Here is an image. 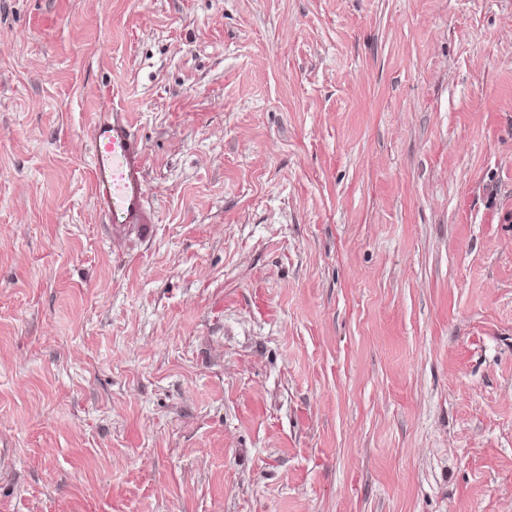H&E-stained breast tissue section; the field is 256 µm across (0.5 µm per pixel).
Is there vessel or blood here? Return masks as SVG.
Segmentation results:
<instances>
[{"label":"vessel or blood","mask_w":512,"mask_h":512,"mask_svg":"<svg viewBox=\"0 0 512 512\" xmlns=\"http://www.w3.org/2000/svg\"><path fill=\"white\" fill-rule=\"evenodd\" d=\"M94 193L99 209L114 223L143 220L142 146L123 113H97L91 127Z\"/></svg>","instance_id":"b4317fda"}]
</instances>
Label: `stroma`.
<instances>
[{
    "instance_id": "obj_1",
    "label": "stroma",
    "mask_w": 512,
    "mask_h": 512,
    "mask_svg": "<svg viewBox=\"0 0 512 512\" xmlns=\"http://www.w3.org/2000/svg\"><path fill=\"white\" fill-rule=\"evenodd\" d=\"M0 512H512V0H0ZM97 206L116 224L143 221L142 146L122 112H97L91 126Z\"/></svg>"
}]
</instances>
